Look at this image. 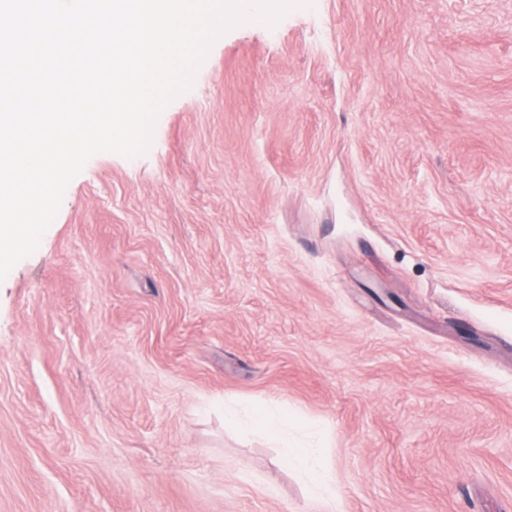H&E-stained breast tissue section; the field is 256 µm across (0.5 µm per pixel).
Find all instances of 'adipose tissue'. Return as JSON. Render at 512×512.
<instances>
[{"label":"adipose tissue","mask_w":512,"mask_h":512,"mask_svg":"<svg viewBox=\"0 0 512 512\" xmlns=\"http://www.w3.org/2000/svg\"><path fill=\"white\" fill-rule=\"evenodd\" d=\"M254 428L280 440L283 444V461L296 465L303 472L310 490L321 501L325 512H335L336 485L320 465L314 449L293 445L288 441V428L280 415L269 408H258L252 417Z\"/></svg>","instance_id":"obj_1"}]
</instances>
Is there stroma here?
Segmentation results:
<instances>
[{
  "label": "stroma",
  "instance_id": "1",
  "mask_svg": "<svg viewBox=\"0 0 512 512\" xmlns=\"http://www.w3.org/2000/svg\"><path fill=\"white\" fill-rule=\"evenodd\" d=\"M512 512V0L219 37L0 281V512ZM251 426L280 440L282 448H284V463L286 465L292 463L299 467L305 476L307 485L321 501L325 512H334L336 510V485L332 477L320 465L315 450L295 446L288 442V427L283 418L268 407H260L254 412Z\"/></svg>",
  "mask_w": 512,
  "mask_h": 512
}]
</instances>
